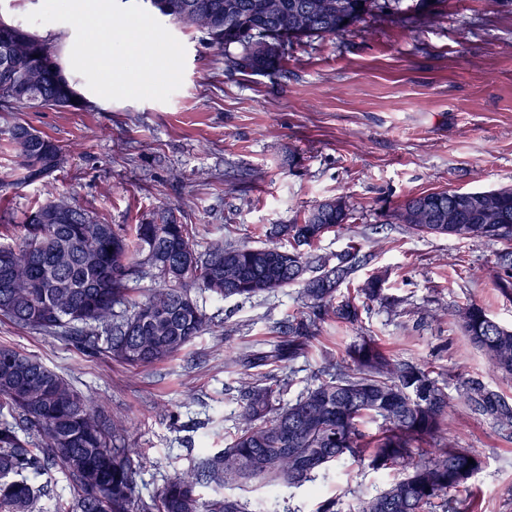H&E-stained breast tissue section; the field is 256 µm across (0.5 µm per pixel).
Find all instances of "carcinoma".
Wrapping results in <instances>:
<instances>
[{
	"label": "carcinoma",
	"instance_id": "obj_1",
	"mask_svg": "<svg viewBox=\"0 0 512 512\" xmlns=\"http://www.w3.org/2000/svg\"><path fill=\"white\" fill-rule=\"evenodd\" d=\"M151 10L185 30H200L213 15L207 44L224 55L225 71L241 76H274L288 61V47L303 38L343 34L368 14L375 0H332L339 8L317 10L322 0H281L306 22L283 32L265 10V0H162ZM22 42L27 54L0 62V112L36 108L81 111L85 99L61 63L56 39L24 21L0 19V45ZM52 60L41 83L28 75L38 68L41 45ZM21 158L20 182L44 183L63 163L62 148L28 124L15 121L0 136ZM71 207L73 219L57 223L52 213ZM463 220L448 223V210ZM350 212L339 197L320 202L301 223L274 224L261 246L219 238L196 250V226L180 224L173 209L160 224H109L53 194L38 202L20 224H5L12 244H0V316L43 333L73 332L90 354H107L130 366H150L174 358L213 323L192 291L226 300L271 295L299 284L305 311L276 326L272 348L239 350L229 361L244 369L236 432L219 451L208 453L167 480L148 501L136 495L141 463L120 444L118 425L106 421L67 379L35 357L0 346V512H43L41 491L28 474L63 468L74 496L58 512H254L243 493L300 488L326 476L343 459L368 462L375 470H401L377 494L355 495L351 512H428L435 500L442 512H464L451 493L465 487L482 468L479 454L448 442L450 401L445 384L429 367L402 358L372 336H361L338 357L313 370L293 399L282 396L291 378L259 368L287 366L308 355L321 323L332 318L347 326L361 323L369 302L391 308L386 272L372 274L343 299L339 285L359 263L358 248L333 257L312 248L325 234L347 226ZM417 234L485 239L502 245L486 273L498 292L512 299V187L474 191L442 190L406 199L392 214ZM163 282L142 300L131 283ZM469 344L493 368L512 377V328L494 321L472 302L454 312ZM460 401L472 412L512 433V402L482 380L461 376ZM382 420L375 437L366 424ZM38 434L28 444L18 430ZM473 464H468V459ZM219 489L209 499L197 486Z\"/></svg>",
	"mask_w": 512,
	"mask_h": 512
}]
</instances>
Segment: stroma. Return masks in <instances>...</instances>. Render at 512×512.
Segmentation results:
<instances>
[{
	"instance_id": "stroma-1",
	"label": "stroma",
	"mask_w": 512,
	"mask_h": 512,
	"mask_svg": "<svg viewBox=\"0 0 512 512\" xmlns=\"http://www.w3.org/2000/svg\"><path fill=\"white\" fill-rule=\"evenodd\" d=\"M436 12L430 20L374 6L350 33L294 44L277 77L229 74L201 33L177 28L185 69L168 101L93 99L84 111L0 112V127L24 120L65 152L48 184L23 185L16 153L0 139V224L21 223L51 193L111 224L151 221L171 205L180 222L196 225L200 246L226 232L260 245L262 228L345 197L350 229L328 233L319 253L360 245L354 283L386 269L385 292L399 303L391 310L370 303L357 330L326 321L296 365L288 398L324 352L341 353L362 334L433 367L449 397L463 375L512 401V377L497 373L452 317L476 302L512 326V301L485 274L498 243L418 235L390 219L421 193L512 185V0H440ZM197 299L214 330L150 367L89 356L66 335L1 317L0 346L39 358L106 418L123 420L126 445L143 461L138 489L154 492L234 433L243 370L226 363V350L272 342L274 325L303 309L295 286L252 299ZM190 389L199 400L186 399ZM447 437L483 459L458 498L472 492L476 512H512V439L462 405L447 417ZM395 476L347 459L328 479L250 499L316 512L322 500L348 506L353 493L380 492Z\"/></svg>"
}]
</instances>
